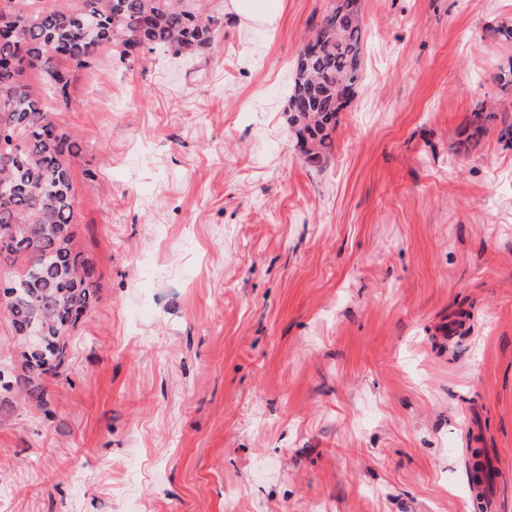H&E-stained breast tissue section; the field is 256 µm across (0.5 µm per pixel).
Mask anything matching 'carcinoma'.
I'll use <instances>...</instances> for the list:
<instances>
[{
  "label": "carcinoma",
  "instance_id": "carcinoma-1",
  "mask_svg": "<svg viewBox=\"0 0 512 512\" xmlns=\"http://www.w3.org/2000/svg\"><path fill=\"white\" fill-rule=\"evenodd\" d=\"M0 0V256L20 264L3 290L14 331L34 320L45 332L30 348L19 337L26 374L0 370V391L47 403L40 378L68 358L66 333L95 298L94 267L74 243L70 162L82 153L77 137L59 130L53 103L22 80L25 70L46 76L53 95L67 101L72 71L91 66L102 49L122 60L151 52L190 53L211 42L219 19L205 0H55L50 8L15 9ZM364 28L359 0H337L317 24L296 64L288 94L290 123L307 162L319 165L332 150L344 92L362 80ZM496 119L480 107L467 126L478 132Z\"/></svg>",
  "mask_w": 512,
  "mask_h": 512
}]
</instances>
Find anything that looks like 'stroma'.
<instances>
[{
    "label": "stroma",
    "instance_id": "1",
    "mask_svg": "<svg viewBox=\"0 0 512 512\" xmlns=\"http://www.w3.org/2000/svg\"><path fill=\"white\" fill-rule=\"evenodd\" d=\"M334 0L194 55L103 50L77 133L97 300L49 405L0 410V512H512V0H360L362 81L309 165L288 120ZM493 470L474 489L469 451Z\"/></svg>",
    "mask_w": 512,
    "mask_h": 512
}]
</instances>
